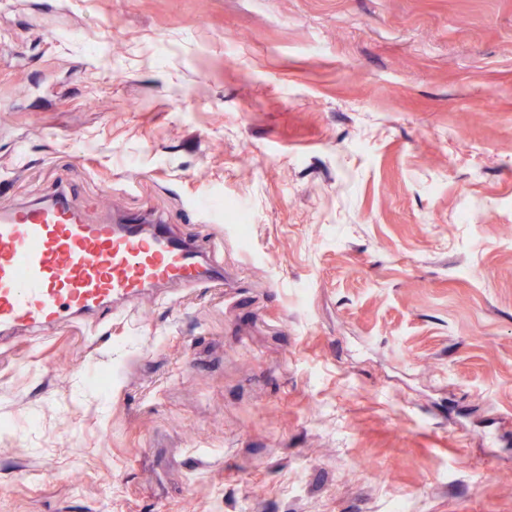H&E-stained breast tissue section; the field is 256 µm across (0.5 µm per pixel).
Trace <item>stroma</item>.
Listing matches in <instances>:
<instances>
[{"label": "stroma", "instance_id": "obj_1", "mask_svg": "<svg viewBox=\"0 0 512 512\" xmlns=\"http://www.w3.org/2000/svg\"><path fill=\"white\" fill-rule=\"evenodd\" d=\"M60 188L224 285L0 346V512H512V0H0Z\"/></svg>", "mask_w": 512, "mask_h": 512}]
</instances>
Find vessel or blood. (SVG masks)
<instances>
[{
  "mask_svg": "<svg viewBox=\"0 0 512 512\" xmlns=\"http://www.w3.org/2000/svg\"><path fill=\"white\" fill-rule=\"evenodd\" d=\"M167 225L89 224L70 192L0 214V335L49 329L165 283L221 287Z\"/></svg>",
  "mask_w": 512,
  "mask_h": 512,
  "instance_id": "1",
  "label": "vessel or blood"
}]
</instances>
